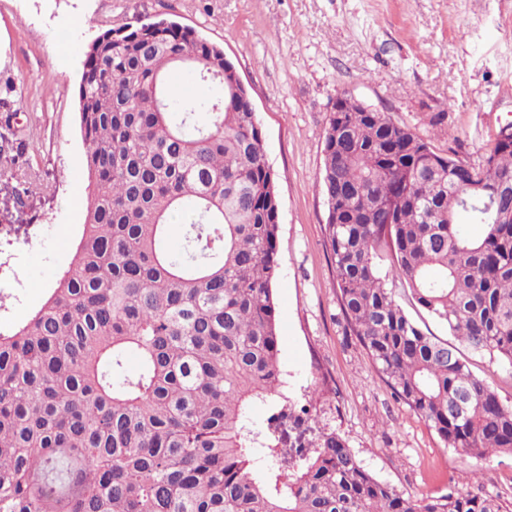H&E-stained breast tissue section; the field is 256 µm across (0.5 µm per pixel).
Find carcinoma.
<instances>
[{"label":"carcinoma","mask_w":512,"mask_h":512,"mask_svg":"<svg viewBox=\"0 0 512 512\" xmlns=\"http://www.w3.org/2000/svg\"><path fill=\"white\" fill-rule=\"evenodd\" d=\"M186 68L222 94L176 95ZM233 79L175 21L88 46L85 223L46 300L0 331V512H503L489 495L401 491L311 416L250 427L255 403H282L279 197ZM320 180L342 312L384 384L444 447L512 454V405L461 351L512 370V135L469 170L347 98Z\"/></svg>","instance_id":"carcinoma-1"}]
</instances>
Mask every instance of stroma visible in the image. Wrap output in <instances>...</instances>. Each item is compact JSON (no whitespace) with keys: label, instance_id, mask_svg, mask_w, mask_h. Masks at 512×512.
I'll use <instances>...</instances> for the list:
<instances>
[{"label":"stroma","instance_id":"obj_1","mask_svg":"<svg viewBox=\"0 0 512 512\" xmlns=\"http://www.w3.org/2000/svg\"><path fill=\"white\" fill-rule=\"evenodd\" d=\"M159 19L223 48L261 124L280 198L273 296L284 391L378 479L418 496L489 494L512 512V455L444 447L351 334L319 182L342 94L480 162L512 124V0H0V168L12 129L43 180L23 193L0 178V330L43 303L84 222L75 199L88 185L77 96L87 46L106 29Z\"/></svg>","mask_w":512,"mask_h":512}]
</instances>
